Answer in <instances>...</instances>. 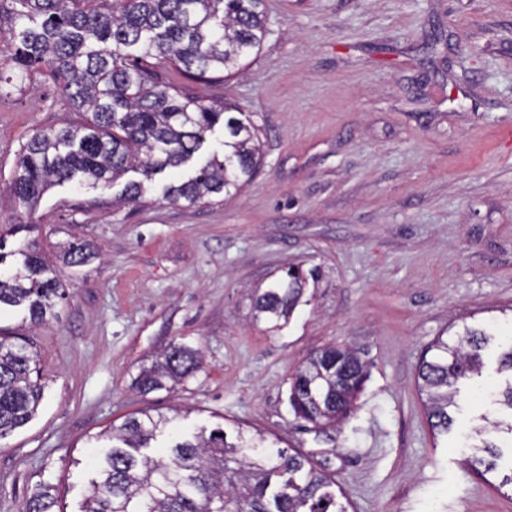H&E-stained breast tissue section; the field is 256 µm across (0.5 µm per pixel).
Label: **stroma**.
<instances>
[{
	"label": "stroma",
	"mask_w": 512,
	"mask_h": 512,
	"mask_svg": "<svg viewBox=\"0 0 512 512\" xmlns=\"http://www.w3.org/2000/svg\"><path fill=\"white\" fill-rule=\"evenodd\" d=\"M266 28L244 73L185 84L264 132L255 177L199 206L165 200L161 176L142 205L117 183L101 206L71 184L19 206L23 144L72 111L41 71L0 87V234L10 249L36 241L66 291L43 325L0 312V329L33 340L45 385L33 420L0 439V512L46 486L80 512L106 429L141 409L172 419L151 456L203 429L260 437L332 473L349 512H512L467 463L480 415L496 414L499 348L449 434L433 435L417 387L439 334L484 324L512 340V0H266ZM77 239L91 257L64 264ZM291 265L315 281L280 328L254 321L256 291ZM333 343L369 377L354 416L319 433L288 395L296 367ZM172 344L200 349L201 370L139 393L140 368Z\"/></svg>",
	"instance_id": "obj_1"
}]
</instances>
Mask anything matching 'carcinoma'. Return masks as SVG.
<instances>
[{
	"label": "carcinoma",
	"instance_id": "obj_1",
	"mask_svg": "<svg viewBox=\"0 0 512 512\" xmlns=\"http://www.w3.org/2000/svg\"><path fill=\"white\" fill-rule=\"evenodd\" d=\"M10 24L14 53L0 63V83L25 81L47 68L78 120L40 132L23 145L11 181L19 205L31 209L54 185L78 183L88 192L109 189L129 173L140 180L124 184L123 198L141 204L144 183L187 165L222 126V148L186 180L164 187L165 197L189 206L211 197H230L251 181L262 159L259 128L234 115L237 107L180 91L167 80L181 76L216 84L242 67L266 35L264 0H11L0 4V23ZM136 46L140 55L125 49ZM20 256L14 272L0 278V310L22 308L33 326L54 315L65 291L54 266L32 246L10 252ZM91 255L86 242H71L62 258L79 265ZM287 279L256 297L255 318L278 322L299 302L307 278L288 269ZM495 332L463 328L450 342L435 337L417 368L433 432L451 431L461 381L481 375L484 350ZM33 342L0 330V439L25 426L43 398ZM201 365L199 350L170 345L159 360L135 379L142 394L171 391ZM367 380V363L347 345L314 350L293 374L289 404L295 418L324 430L348 419ZM505 419L486 420L479 434L512 436V382L495 394ZM171 420L140 410L112 427V446L97 458L91 494L81 512H347L336 499L332 475L295 452H277L267 467L261 459L237 457V445L221 429L200 431L177 441L167 457L143 453ZM500 445L482 441L473 457L484 477L496 469ZM57 499L44 491L23 512H55Z\"/></svg>",
	"mask_w": 512,
	"mask_h": 512
}]
</instances>
